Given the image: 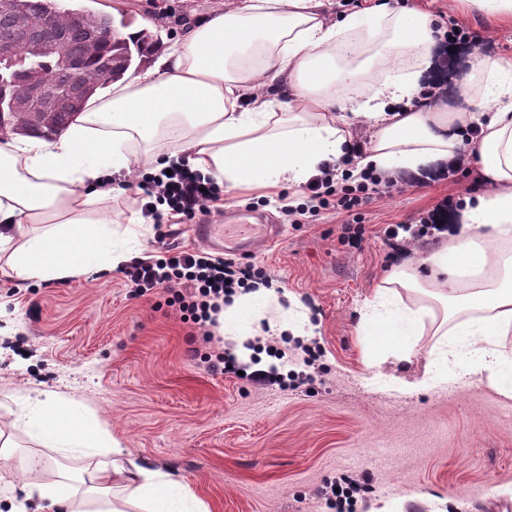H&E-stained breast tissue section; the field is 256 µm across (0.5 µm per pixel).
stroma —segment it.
<instances>
[{
  "mask_svg": "<svg viewBox=\"0 0 512 512\" xmlns=\"http://www.w3.org/2000/svg\"><path fill=\"white\" fill-rule=\"evenodd\" d=\"M114 17L159 30L162 44L184 22L235 0H111ZM486 37L482 55L512 59V21L460 0H391ZM479 184L475 162L455 177L398 183L360 207L362 242L344 236V215L323 210L286 223L257 193L231 190L224 207L281 225L280 239L248 257L277 295L309 314L302 340L260 326L253 342L279 370L276 384L207 371L201 354L234 351L206 342L166 296L135 295L121 270L65 284L17 288L0 278V400L53 390L90 409L127 453L185 477L210 512H337L331 487L357 488L347 512H512V398L479 376L457 379L456 358L425 382L428 352L371 359L361 317L397 254L389 225L412 224L443 199L461 203ZM181 250L200 246L189 223L144 225Z\"/></svg>",
  "mask_w": 512,
  "mask_h": 512,
  "instance_id": "35a3bbf8",
  "label": "stroma"
}]
</instances>
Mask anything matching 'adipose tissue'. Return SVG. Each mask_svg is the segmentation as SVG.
I'll return each mask as SVG.
<instances>
[{
	"label": "adipose tissue",
	"mask_w": 512,
	"mask_h": 512,
	"mask_svg": "<svg viewBox=\"0 0 512 512\" xmlns=\"http://www.w3.org/2000/svg\"><path fill=\"white\" fill-rule=\"evenodd\" d=\"M323 0H239L186 26L147 69L92 96L49 140L0 139V274L17 287L118 269L140 249L114 242L110 179L183 163L226 189L276 194L341 159L353 121L372 126L361 167L422 177L458 154L475 159L481 191L463 198L461 228L381 280L363 315L369 336L419 348L431 328L467 374L512 397V60L475 57L468 108L422 98L433 67V20L381 4L327 22ZM478 136H471V129ZM262 301L256 320L285 328L274 290L234 297L220 315ZM88 465L34 479L13 432ZM23 472L26 501L12 477ZM0 499L51 512H209L188 481L135 463L97 418L55 391L0 402Z\"/></svg>",
	"instance_id": "adipose-tissue-1"
}]
</instances>
